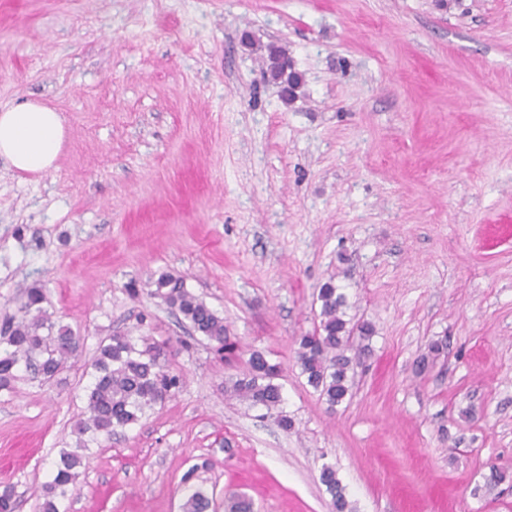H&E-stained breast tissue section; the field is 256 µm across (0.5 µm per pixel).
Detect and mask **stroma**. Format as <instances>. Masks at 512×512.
Returning a JSON list of instances; mask_svg holds the SVG:
<instances>
[{
  "label": "stroma",
  "instance_id": "obj_1",
  "mask_svg": "<svg viewBox=\"0 0 512 512\" xmlns=\"http://www.w3.org/2000/svg\"><path fill=\"white\" fill-rule=\"evenodd\" d=\"M270 44L302 76L291 100ZM24 101L66 139L41 174L0 158V323L37 286L84 346L0 391L17 512L64 451L82 464L59 512H181L188 474L252 512H333L325 464L355 512H512V236L489 237L512 215V0H0V111ZM165 272L228 350L152 296ZM331 278L374 326L333 411L295 342ZM116 332L169 342L182 386L84 448ZM255 349L291 431L224 395Z\"/></svg>",
  "mask_w": 512,
  "mask_h": 512
}]
</instances>
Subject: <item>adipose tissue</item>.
Returning <instances> with one entry per match:
<instances>
[{
	"label": "adipose tissue",
	"instance_id": "adipose-tissue-1",
	"mask_svg": "<svg viewBox=\"0 0 512 512\" xmlns=\"http://www.w3.org/2000/svg\"><path fill=\"white\" fill-rule=\"evenodd\" d=\"M64 140L60 115L50 107L29 101L0 111V156L19 171L53 168Z\"/></svg>",
	"mask_w": 512,
	"mask_h": 512
}]
</instances>
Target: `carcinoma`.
Instances as JSON below:
<instances>
[{
    "label": "carcinoma",
    "instance_id": "obj_1",
    "mask_svg": "<svg viewBox=\"0 0 512 512\" xmlns=\"http://www.w3.org/2000/svg\"><path fill=\"white\" fill-rule=\"evenodd\" d=\"M267 73L288 91L300 82L288 55L268 46ZM152 295L160 298L175 315L186 321L194 332L218 346H224V318L188 290L183 278L162 273L153 282ZM26 301L20 320L10 319L0 325V389H7L20 365L45 378L54 377L83 347V338L69 326L55 323L43 308L42 289L32 286L25 291ZM320 322L313 331L299 337L297 364L307 382L334 407L349 395L348 372L353 358L354 339L366 341L374 333L368 322L351 323L346 318V297L333 281L318 290ZM168 343L141 338L136 342L124 333H116L99 344L92 360L94 382L87 394L88 416L77 425L78 433L94 442L101 435H112L118 428L133 424L145 410L164 402L180 388V378L165 369ZM279 365L267 355L254 350L244 362L241 373L228 380L224 394L264 410L275 417L278 426L288 431L293 421L280 411L282 387L276 383ZM78 455L62 452L53 479L44 487L42 512H57L56 498L67 495L75 481ZM319 480L331 497L334 512H352L345 487L336 469L321 468ZM212 506L209 492L190 484L182 505L183 512H208Z\"/></svg>",
    "mask_w": 512,
    "mask_h": 512
}]
</instances>
